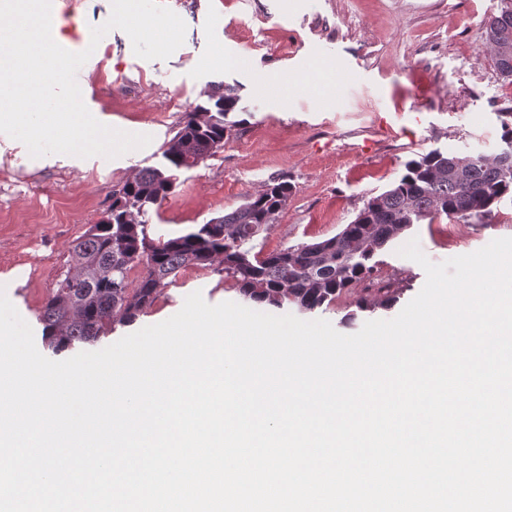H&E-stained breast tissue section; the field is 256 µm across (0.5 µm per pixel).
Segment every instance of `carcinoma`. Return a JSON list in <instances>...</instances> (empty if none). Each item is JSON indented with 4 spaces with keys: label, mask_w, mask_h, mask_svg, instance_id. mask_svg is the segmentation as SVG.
Wrapping results in <instances>:
<instances>
[{
    "label": "carcinoma",
    "mask_w": 512,
    "mask_h": 512,
    "mask_svg": "<svg viewBox=\"0 0 512 512\" xmlns=\"http://www.w3.org/2000/svg\"><path fill=\"white\" fill-rule=\"evenodd\" d=\"M495 40L512 43V0L487 21ZM494 66L512 80V59L488 45ZM207 102L184 113L162 151L165 165L147 168L112 193L107 218L94 224L74 246L79 271L65 276L39 314L47 347L58 354L93 344L115 321L130 322L150 307L186 267L224 265V277L246 298L276 308L312 312L373 279L377 253L411 225L446 217L470 223L488 217L512 198V168L482 153L467 157L463 175L450 174L456 156L430 151L406 164L405 173L371 197L355 219L333 237L268 254L250 242L268 231L286 205L292 187L274 181L226 213L174 236H154L150 212L176 187L179 173L224 149L239 126L230 115L239 102L234 89L217 87ZM138 268L137 279L130 272Z\"/></svg>",
    "instance_id": "carcinoma-1"
}]
</instances>
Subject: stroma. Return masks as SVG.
<instances>
[{
  "label": "stroma",
  "mask_w": 512,
  "mask_h": 512,
  "mask_svg": "<svg viewBox=\"0 0 512 512\" xmlns=\"http://www.w3.org/2000/svg\"><path fill=\"white\" fill-rule=\"evenodd\" d=\"M187 26L168 59L144 60L113 29L98 45L112 0H53L63 43L94 52L83 66V98L101 123L151 135L114 159L64 154L31 157L0 133V287L34 336L37 316L58 280L74 271L73 246L112 207V192L146 168L162 167V147L183 113L211 85L234 87L242 125L223 150L180 173L152 210L155 235L171 236L240 206L272 180L292 192L274 226L254 241L269 253L336 235L367 201L432 150L494 155L512 124V82L486 46V16L499 0H164ZM454 221L421 222L379 255L376 287L340 295L310 319L339 333L396 317L426 275L399 247L418 239L435 263L512 237V201L455 235ZM394 303H386L383 289ZM201 292L211 305L253 308L223 274L187 269L164 297L102 338L107 347L176 314Z\"/></svg>",
  "instance_id": "35a3bbf8"
}]
</instances>
